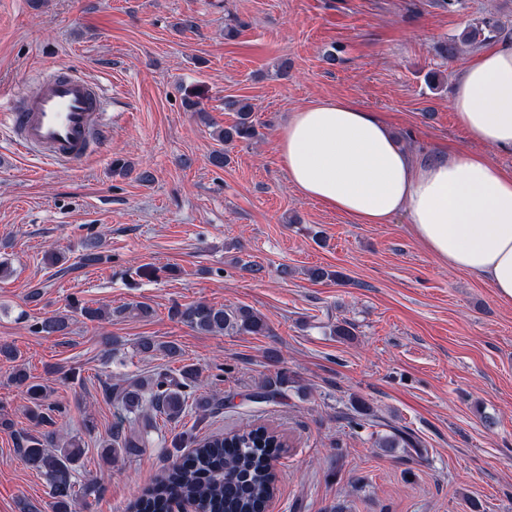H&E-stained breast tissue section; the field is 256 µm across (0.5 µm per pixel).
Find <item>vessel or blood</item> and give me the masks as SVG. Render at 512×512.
I'll return each instance as SVG.
<instances>
[{
    "label": "vessel or blood",
    "mask_w": 512,
    "mask_h": 512,
    "mask_svg": "<svg viewBox=\"0 0 512 512\" xmlns=\"http://www.w3.org/2000/svg\"><path fill=\"white\" fill-rule=\"evenodd\" d=\"M3 124L18 152L73 167L101 151L112 134L101 85L68 68L14 94L0 113Z\"/></svg>",
    "instance_id": "vessel-or-blood-1"
}]
</instances>
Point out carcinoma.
Segmentation results:
<instances>
[{"label":"carcinoma","instance_id":"1","mask_svg":"<svg viewBox=\"0 0 512 512\" xmlns=\"http://www.w3.org/2000/svg\"><path fill=\"white\" fill-rule=\"evenodd\" d=\"M509 40L512 41V27L490 14L471 23L459 37L442 45L440 52L453 59L465 47ZM224 105L236 112L237 117L232 125L216 133L220 148L212 152L210 162L218 168L228 163L225 147L261 136L253 119L252 105L247 100L228 99ZM104 259L97 242L90 241L85 245L81 254L83 265H98ZM75 310L89 321L131 313L139 317L151 314V307L144 303L112 312L78 305ZM170 315L200 333L263 336L269 331L260 314L243 306L218 307L205 302L175 304ZM69 321L66 315L45 316L32 325V331L43 336L64 335ZM133 348L144 356L160 354L172 362L182 361V349L178 344L159 343L151 336L139 337ZM12 381L25 391L30 402V416L44 425L55 424L50 415L53 407L47 403L46 386L30 382L21 368L14 372ZM291 382L288 369L282 367L266 376L247 398L254 403L282 398ZM107 396L117 402L119 420L112 436L102 441L101 454L105 460L114 462L141 454L153 443L154 434L160 436L165 445L191 449L187 454L175 456L165 474L134 502V512H168L170 503L175 500L193 503L196 512H256L273 498L277 474L270 470L269 461L283 451V440L277 432L267 429L261 435V427L251 426L225 436L200 437L185 431L168 440L161 434L157 415L175 421L191 404L203 414L214 406L215 398L203 390L201 371L196 365L184 364L175 372H157L136 379L118 377L108 386ZM55 439L53 432L30 437L19 451L26 463L44 477L52 499V512H74L79 500L96 495L98 481L81 476L77 470L76 462L82 452L80 436L72 435L61 443Z\"/></svg>","mask_w":512,"mask_h":512}]
</instances>
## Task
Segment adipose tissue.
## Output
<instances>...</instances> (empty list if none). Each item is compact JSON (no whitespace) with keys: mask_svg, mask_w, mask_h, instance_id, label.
<instances>
[{"mask_svg":"<svg viewBox=\"0 0 512 512\" xmlns=\"http://www.w3.org/2000/svg\"><path fill=\"white\" fill-rule=\"evenodd\" d=\"M451 105L482 142L512 150V45L472 57ZM275 150L303 198L361 224L406 215L441 263L479 276L499 300L512 301V174L486 155L451 150L419 160L376 113L339 98L293 112Z\"/></svg>","mask_w":512,"mask_h":512,"instance_id":"adipose-tissue-1","label":"adipose tissue"}]
</instances>
